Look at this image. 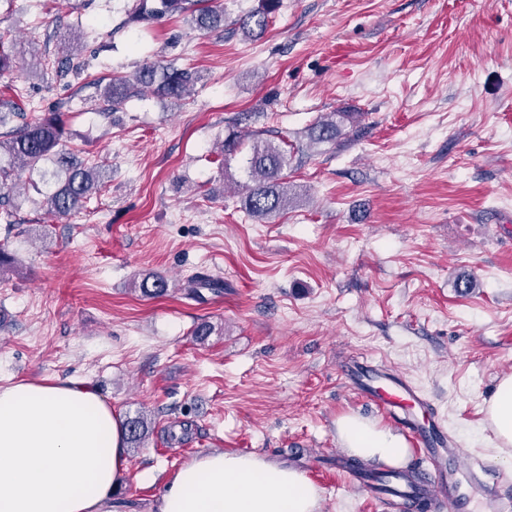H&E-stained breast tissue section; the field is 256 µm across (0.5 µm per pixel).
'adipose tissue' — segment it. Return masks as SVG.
Wrapping results in <instances>:
<instances>
[{"label": "adipose tissue", "instance_id": "ef3b65f1", "mask_svg": "<svg viewBox=\"0 0 512 512\" xmlns=\"http://www.w3.org/2000/svg\"><path fill=\"white\" fill-rule=\"evenodd\" d=\"M498 459L512 464V375L484 406ZM361 460L401 464L404 439L376 423H337ZM125 430L98 394L59 383L0 387V512H112L126 464ZM321 494L305 474L255 454L201 456L165 487L156 512H319Z\"/></svg>", "mask_w": 512, "mask_h": 512}]
</instances>
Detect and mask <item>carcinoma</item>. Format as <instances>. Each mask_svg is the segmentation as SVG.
Masks as SVG:
<instances>
[{"instance_id": "obj_1", "label": "carcinoma", "mask_w": 512, "mask_h": 512, "mask_svg": "<svg viewBox=\"0 0 512 512\" xmlns=\"http://www.w3.org/2000/svg\"><path fill=\"white\" fill-rule=\"evenodd\" d=\"M210 0H133L128 11V22L150 25L169 16H191V22L200 31L219 28L223 15L209 6ZM280 7V0H261L260 6L244 15L240 28L251 38L257 39L266 32L271 15ZM43 65L54 68L60 77L79 75L89 67V60L73 49L62 55H44ZM17 68L14 47L0 35V77ZM198 79L197 73L173 63L147 62L135 79L112 77L106 84L93 81L99 89L98 100L103 115L109 117L123 109L126 102L145 88L160 98H179ZM342 134L334 120H322L309 128L308 137L313 143H329ZM68 132L63 115L43 112L27 120L26 112L11 99L0 100V223L15 225L18 205L15 192L18 181L25 172L37 171L50 176L55 188L44 195L47 209L57 215H67L82 207L98 194L105 184V172L79 160L65 144ZM288 167V150L270 140L255 137L247 158L251 183L245 185L240 204L250 218L263 221L277 214L290 204V188L284 174ZM197 287L189 289L196 299H203L201 290L220 291L221 281L207 273L199 272L194 278ZM140 292L146 297L166 296L172 289L169 282L157 275L145 276ZM129 448H139L152 427V419L145 413L127 418L123 423Z\"/></svg>"}]
</instances>
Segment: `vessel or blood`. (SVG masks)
Wrapping results in <instances>:
<instances>
[{"label": "vessel or blood", "mask_w": 512, "mask_h": 512, "mask_svg": "<svg viewBox=\"0 0 512 512\" xmlns=\"http://www.w3.org/2000/svg\"><path fill=\"white\" fill-rule=\"evenodd\" d=\"M348 386L361 399L383 413L394 416L396 426L409 438L425 467L410 474L391 469L390 505L395 512H408L415 497L426 499L434 512H512V498L498 494L482 479L481 464L466 458L458 443L430 413L429 401L403 374L391 373L372 363L341 367Z\"/></svg>", "instance_id": "vessel-or-blood-1"}]
</instances>
